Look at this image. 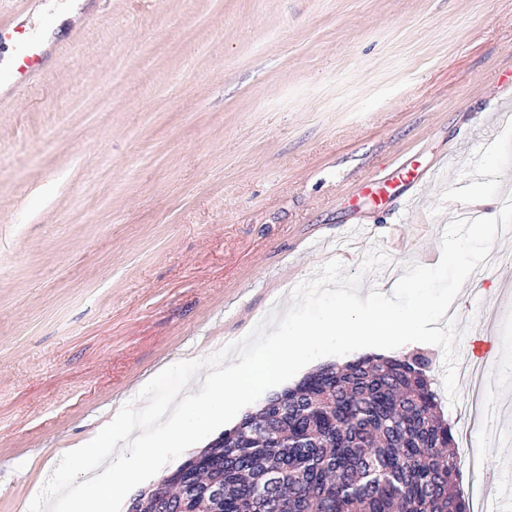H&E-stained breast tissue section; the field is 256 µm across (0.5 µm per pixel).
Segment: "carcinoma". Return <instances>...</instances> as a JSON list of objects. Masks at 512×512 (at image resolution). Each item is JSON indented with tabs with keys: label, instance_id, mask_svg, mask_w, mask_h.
I'll list each match as a JSON object with an SVG mask.
<instances>
[{
	"label": "carcinoma",
	"instance_id": "obj_1",
	"mask_svg": "<svg viewBox=\"0 0 512 512\" xmlns=\"http://www.w3.org/2000/svg\"><path fill=\"white\" fill-rule=\"evenodd\" d=\"M232 432L195 487L164 478L127 512H470L422 354L322 365Z\"/></svg>",
	"mask_w": 512,
	"mask_h": 512
}]
</instances>
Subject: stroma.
Returning a JSON list of instances; mask_svg holds the SVG:
<instances>
[{"label": "stroma", "mask_w": 512, "mask_h": 512, "mask_svg": "<svg viewBox=\"0 0 512 512\" xmlns=\"http://www.w3.org/2000/svg\"><path fill=\"white\" fill-rule=\"evenodd\" d=\"M56 44L0 104V512H28L51 449L88 438L170 362L244 337L327 261L434 266L446 226L512 195V0H47ZM116 110L91 83L111 71ZM81 94L84 109L63 112ZM111 178L100 174L102 159ZM411 158L440 165L357 228L346 208ZM449 308L496 381L460 487H512V238ZM424 351L440 411L472 405ZM480 459L468 469L470 455Z\"/></svg>", "instance_id": "35a3bbf8"}]
</instances>
